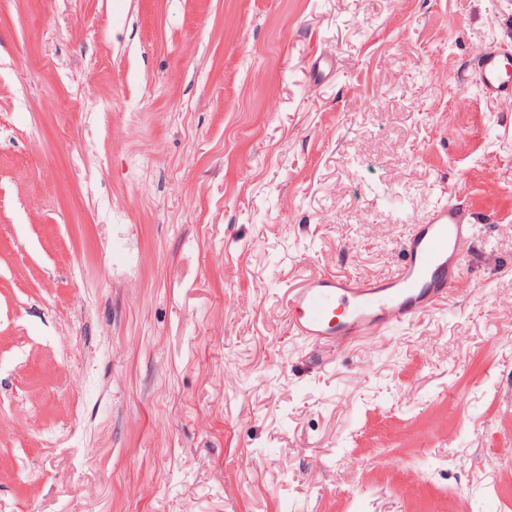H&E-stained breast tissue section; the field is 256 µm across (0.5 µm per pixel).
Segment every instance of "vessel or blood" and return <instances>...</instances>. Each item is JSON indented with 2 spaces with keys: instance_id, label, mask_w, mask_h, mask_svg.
<instances>
[{
  "instance_id": "1",
  "label": "vessel or blood",
  "mask_w": 512,
  "mask_h": 512,
  "mask_svg": "<svg viewBox=\"0 0 512 512\" xmlns=\"http://www.w3.org/2000/svg\"><path fill=\"white\" fill-rule=\"evenodd\" d=\"M479 88L489 98H512V51H490L479 62ZM473 226L455 204L436 206L413 225L404 260L385 280L326 275L288 298L289 327L315 347L369 338L414 321L447 302L466 262Z\"/></svg>"
}]
</instances>
